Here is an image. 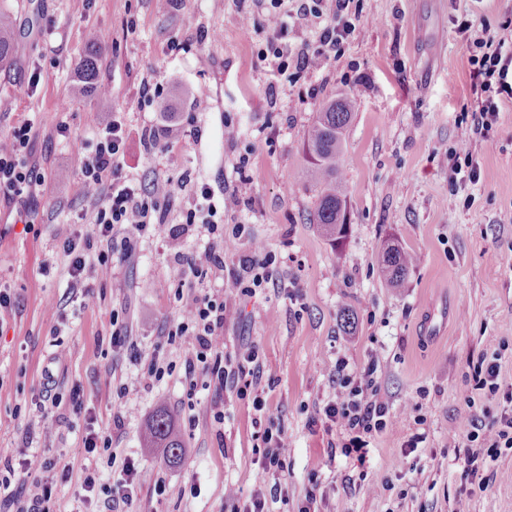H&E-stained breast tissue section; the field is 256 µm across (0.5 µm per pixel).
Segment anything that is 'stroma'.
Listing matches in <instances>:
<instances>
[{
    "label": "stroma",
    "mask_w": 512,
    "mask_h": 512,
    "mask_svg": "<svg viewBox=\"0 0 512 512\" xmlns=\"http://www.w3.org/2000/svg\"><path fill=\"white\" fill-rule=\"evenodd\" d=\"M0 9L14 20L13 55L0 66V138L33 122L31 159L46 175L29 201L33 223L18 222L19 203L0 201V286L19 303L0 322V456L55 457L74 477L89 464L106 480L134 461L141 491L129 512H224L225 490L255 484L250 401L228 393L215 402L201 373L188 391L183 361L191 345L168 344L162 335L185 314L174 258L208 242L200 225L187 224V212L201 187L220 205L226 185L242 176L248 186L224 232L232 234L239 219L249 236L227 250V269L259 247L277 255L282 279L301 290L294 304L270 290L227 296L224 330L213 339L227 353L245 338L262 349L269 413L288 436V500L271 504V512H298L314 468L321 471L316 512H512V452L492 463L487 490L467 496L452 449L473 414L470 358L501 354L500 379L512 384V99L503 101L489 138L472 141L480 166L479 181L466 188L472 205L448 213L458 124L476 104L456 22L477 20L511 40L512 0H362L343 56L296 81L258 61L266 34L249 37L224 22L257 11V0H0ZM92 31L104 44L102 89L78 98L75 74ZM145 80L179 116L193 118L163 151H146L140 141L144 126L163 123L153 106L136 104ZM345 93L357 104L341 157L347 229L335 246L313 222L317 197L304 140L323 104ZM114 116L128 130V178L168 181L176 192L159 201L163 224L131 257L113 254L110 270H102L103 246L95 244L84 285L74 291L57 235L73 223L90 228L93 199L79 183L80 159L96 128ZM228 124L238 128L237 139H225ZM62 127L67 136L59 135ZM391 243L415 255L398 289L387 286L380 264ZM45 260L53 266L47 276ZM444 302L454 317L439 339L425 340L427 312ZM116 310L132 328L141 362L112 349ZM58 352L54 390L66 397L79 388L85 409L66 401L51 409L53 427L29 445L33 390ZM154 357L168 370L149 381L143 363ZM373 357L383 367L392 424L361 464L331 456L335 436L318 410L336 397L338 359L355 367ZM162 406L194 448L191 458L173 463L147 447L145 426ZM89 412L112 433L111 452L91 459L82 448ZM418 415L427 439L408 454L404 443L419 428ZM158 482L164 494L155 492Z\"/></svg>",
    "instance_id": "1"
}]
</instances>
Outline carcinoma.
<instances>
[{"mask_svg": "<svg viewBox=\"0 0 512 512\" xmlns=\"http://www.w3.org/2000/svg\"><path fill=\"white\" fill-rule=\"evenodd\" d=\"M12 26L13 19L0 12V64L9 60L13 52ZM99 52V42L93 34L88 39L85 57L76 75V92L79 95L102 90L98 83ZM353 108L354 97L350 95L326 103L308 132L305 144L308 174L318 197L314 221L335 246L341 243L347 227L345 177L340 155L343 132L352 119ZM413 264L412 253L401 246L389 245L383 252V271L393 288L404 287ZM147 439L149 447L158 449L171 462L181 461L192 454V449L179 434L171 413L165 408L157 410L150 419Z\"/></svg>", "mask_w": 512, "mask_h": 512, "instance_id": "obj_1", "label": "carcinoma"}]
</instances>
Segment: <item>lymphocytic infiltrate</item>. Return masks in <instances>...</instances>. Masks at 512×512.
<instances>
[{
    "instance_id": "obj_1",
    "label": "lymphocytic infiltrate",
    "mask_w": 512,
    "mask_h": 512,
    "mask_svg": "<svg viewBox=\"0 0 512 512\" xmlns=\"http://www.w3.org/2000/svg\"><path fill=\"white\" fill-rule=\"evenodd\" d=\"M270 7L260 14L237 13L228 22L244 33L268 32V49L259 51V61L268 63L280 74L288 71H325L330 60L338 58L361 18L353 11L354 0H334L332 14H325V0H309L302 9L306 18L323 19L316 31V46L299 54L288 47V17L280 9V0H269ZM473 20H463L457 32L469 52V64L483 97L461 131L458 152L467 167V179L479 180V168L469 149L473 135L487 136L499 112L502 97L512 98V84L507 75L512 72V50H506L505 40L497 38L490 28H483L480 37H473ZM95 144L81 160L80 175L84 188L96 194L93 202V225L89 233L64 236L59 248L69 257L68 273L71 288H80L86 269V256L91 239L108 243L115 227L123 225L129 231L122 240L125 255H132L138 239L157 232V225L148 221L158 200L168 199L174 188L167 182L153 183L149 193H141L127 179L123 160L126 155L127 132L120 119L101 125L94 133ZM34 139L30 124L13 127L0 139V198L12 200L45 181L36 164L26 156ZM206 207L188 213L187 221L202 225L209 235L203 252L177 255V273L184 288L179 300L188 315L169 324L164 334L168 343L183 337L193 339L192 351L184 360V380L195 386L197 373L209 377V385L216 397L225 392L251 400L255 411L267 409L260 389L263 377V358L256 342L246 341L230 353L214 349L212 340L224 328L226 292L242 296L255 294L262 288H271L284 298L296 297V290L288 289L279 273L275 253L258 252L241 255L238 271L224 272V213L223 206L234 205L236 191H229L223 205L211 200L208 189H201ZM217 286H210V279ZM336 381L341 393L327 402L322 410L326 429L335 430L336 446L344 457L364 460L372 441L382 434L390 422L391 405L380 394L382 375L378 359H370L360 367H349L338 360ZM473 388L479 393L497 398L496 410L483 409L474 414L456 457L471 486L486 490L491 481L488 461L497 460L504 450H512V388H502L496 363L485 358L470 362ZM255 446L258 466L257 486L249 497L232 490L227 495L230 512H269V501H287L288 484L285 473L288 464L284 456L287 436L283 428L268 425L257 435ZM137 469L134 462H126L118 478L107 481L93 469H84L77 485L75 498L83 506L98 505L103 512H125L136 496ZM68 470L57 467L56 459L44 457L39 461L24 459L0 462V512H55L57 483L67 480Z\"/></svg>"
}]
</instances>
